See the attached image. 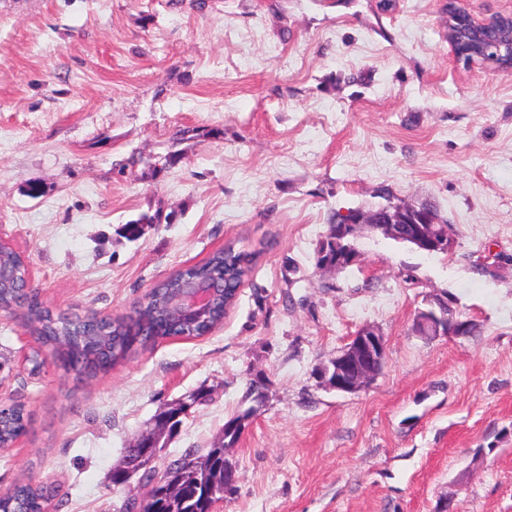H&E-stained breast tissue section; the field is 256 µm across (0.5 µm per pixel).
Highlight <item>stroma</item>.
<instances>
[{"label":"stroma","instance_id":"35a3bbf8","mask_svg":"<svg viewBox=\"0 0 512 512\" xmlns=\"http://www.w3.org/2000/svg\"><path fill=\"white\" fill-rule=\"evenodd\" d=\"M389 203L430 205L448 252L361 227L351 265L318 266L332 214ZM143 213L165 221L128 241ZM0 236L81 316L127 315L227 242L257 254L220 328L93 378L29 374L0 315V401L28 414L0 488L117 512L108 474L164 404L217 388L170 458L209 447L259 377L222 512H512V75L455 61L448 0H0ZM437 296L469 335L416 332ZM366 325L380 374L322 386Z\"/></svg>","mask_w":512,"mask_h":512}]
</instances>
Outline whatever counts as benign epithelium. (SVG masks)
Returning <instances> with one entry per match:
<instances>
[{"label": "benign epithelium", "mask_w": 512, "mask_h": 512, "mask_svg": "<svg viewBox=\"0 0 512 512\" xmlns=\"http://www.w3.org/2000/svg\"><path fill=\"white\" fill-rule=\"evenodd\" d=\"M448 38L456 60L465 66L490 63L503 73L512 72V14L491 19H477L448 0ZM366 224L381 234L399 238L402 226L393 223L381 210L371 213ZM407 238L420 250L434 253L448 249V225L439 223L430 214H422L412 224ZM224 290V280H191L176 300L174 312L179 316L197 319L205 316L212 295ZM416 330L425 335L466 336L470 324L460 318L448 320L447 298H436L429 308L418 313ZM386 357L382 336L364 327L339 351L329 364L323 366L319 378L324 386L342 393H355L366 388L380 373Z\"/></svg>", "instance_id": "7a95c632"}]
</instances>
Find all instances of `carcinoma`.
Masks as SVG:
<instances>
[{
  "label": "carcinoma",
  "mask_w": 512,
  "mask_h": 512,
  "mask_svg": "<svg viewBox=\"0 0 512 512\" xmlns=\"http://www.w3.org/2000/svg\"><path fill=\"white\" fill-rule=\"evenodd\" d=\"M159 223V216L143 214L127 222L124 232L128 238L137 239L144 234L145 227ZM351 236L350 228L343 227L342 221L331 216L326 238L318 250L317 263L335 264L338 242L342 247L354 250ZM0 264L15 273L14 285L0 288V304L12 307L20 297L18 286L24 283L28 274V262L22 251L4 243L0 245ZM254 264L255 253L229 243L204 261L183 267L157 282L126 316L98 318L93 315L87 318L34 305L19 308L17 319L38 345L58 354L65 368L94 376L108 372L138 347L158 339L197 338L212 332L223 324L224 316L234 304L240 286L251 275ZM188 277L202 281L224 278V293L214 299L210 316L203 322L179 321L173 315L172 300ZM212 395L213 390L199 388L165 405L155 415L164 426V432L157 434L158 447H167L187 414L210 401ZM247 395L253 405L229 418L219 438L205 452L189 448L163 464L157 459L146 458L143 481L150 490L143 498L138 491L127 496L125 501L131 502L132 508H126L124 512H133L135 508L141 512H210L215 495L224 492V481L231 479L228 471L234 464L226 458V449L238 444L266 399L263 381L259 378L250 380ZM26 429L23 406L12 405L7 413L0 415V444L14 443ZM57 495L58 489L52 484L21 480L0 490V512H46L47 505Z\"/></svg>",
  "instance_id": "carcinoma-1"
}]
</instances>
